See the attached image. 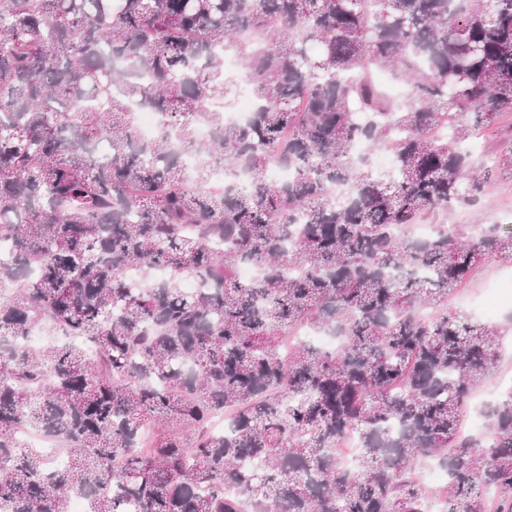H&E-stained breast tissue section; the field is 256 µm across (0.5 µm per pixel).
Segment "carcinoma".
<instances>
[{"label":"carcinoma","instance_id":"obj_1","mask_svg":"<svg viewBox=\"0 0 512 512\" xmlns=\"http://www.w3.org/2000/svg\"><path fill=\"white\" fill-rule=\"evenodd\" d=\"M228 50L257 102L241 123ZM505 112L512 0H0V512H427L425 460L444 512H512V388L482 410L488 445L462 427L501 328L444 308L512 234L409 233L512 178L511 141L480 165L464 147ZM357 142L392 169L351 166ZM40 326L79 342L32 349ZM299 326L342 343L282 354ZM142 140H150L160 131V125L156 114L149 109H136L132 116Z\"/></svg>","mask_w":512,"mask_h":512}]
</instances>
